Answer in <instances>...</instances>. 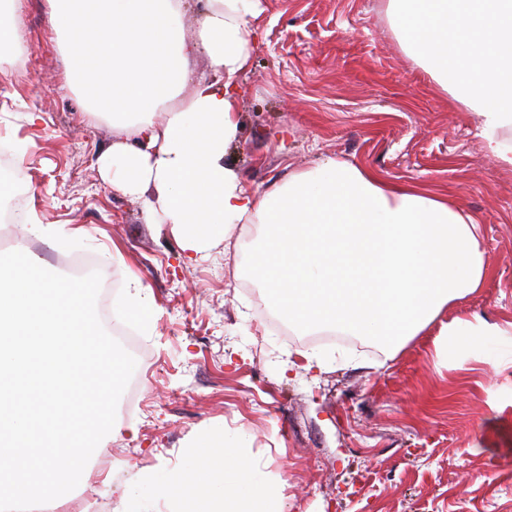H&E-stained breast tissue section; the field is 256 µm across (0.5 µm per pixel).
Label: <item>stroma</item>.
Listing matches in <instances>:
<instances>
[{
	"label": "stroma",
	"mask_w": 512,
	"mask_h": 512,
	"mask_svg": "<svg viewBox=\"0 0 512 512\" xmlns=\"http://www.w3.org/2000/svg\"><path fill=\"white\" fill-rule=\"evenodd\" d=\"M388 0H262L260 37L239 80V135L225 161L248 189L336 158L444 191L483 227L492 275L444 310L505 333L485 349L436 353L437 325L389 350L364 340L301 345L276 332L240 282L256 243L246 228L188 260L143 199L112 187L97 156L121 139L70 88L44 0L15 14L20 57L0 62V147L29 144L0 193L147 288L151 323L122 317L136 349L140 412L120 414L58 512L105 502L167 475L211 428L241 438L283 512H512V169L483 148L461 108L400 40ZM322 368L289 369L310 354Z\"/></svg>",
	"instance_id": "obj_1"
}]
</instances>
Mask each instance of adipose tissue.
<instances>
[{"label":"adipose tissue","instance_id":"1","mask_svg":"<svg viewBox=\"0 0 512 512\" xmlns=\"http://www.w3.org/2000/svg\"><path fill=\"white\" fill-rule=\"evenodd\" d=\"M46 5L69 44V84L126 132L98 159L113 187L143 194L148 219L171 225L195 255L225 242V228L250 225L261 245L250 267L278 318L396 346L485 287L483 228L445 195L333 158L251 193L225 163L262 0H208L191 42L179 27L185 0ZM388 11L419 63L477 117L487 154L512 169L502 136L512 129V0H388ZM199 50L211 74L193 80L188 61ZM499 333L461 313L442 324L435 347H484ZM151 489L176 512H280L252 456L220 429Z\"/></svg>","mask_w":512,"mask_h":512}]
</instances>
